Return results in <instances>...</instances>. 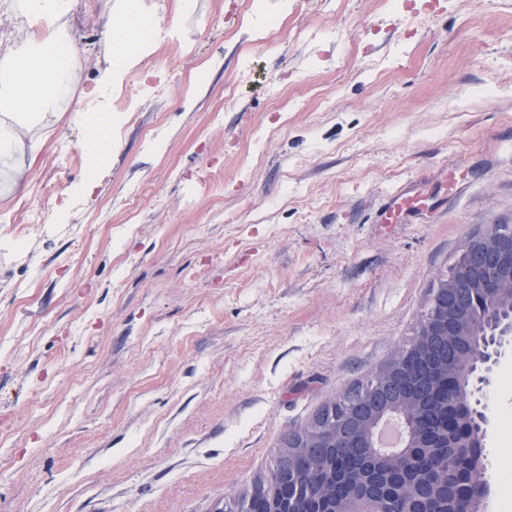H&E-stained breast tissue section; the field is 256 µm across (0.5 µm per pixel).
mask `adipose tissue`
Wrapping results in <instances>:
<instances>
[{"instance_id": "ef3b65f1", "label": "adipose tissue", "mask_w": 512, "mask_h": 512, "mask_svg": "<svg viewBox=\"0 0 512 512\" xmlns=\"http://www.w3.org/2000/svg\"><path fill=\"white\" fill-rule=\"evenodd\" d=\"M69 0H14L12 10L35 29L0 54V164L21 154L26 133L53 126L57 104L69 99L86 52L52 29Z\"/></svg>"}]
</instances>
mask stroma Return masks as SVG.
Masks as SVG:
<instances>
[{"label":"stroma","instance_id":"stroma-1","mask_svg":"<svg viewBox=\"0 0 512 512\" xmlns=\"http://www.w3.org/2000/svg\"><path fill=\"white\" fill-rule=\"evenodd\" d=\"M126 6L70 0L91 64L0 189V512H218L512 224V0H138L131 87ZM78 107L110 117L99 155ZM405 185L422 210L379 224ZM485 378V448L512 449V346ZM146 21L141 18L138 11L132 9L129 5L128 13L125 23L120 27H113L112 21L109 29V40L113 42V56L120 59L123 63L127 64L129 58L134 54L136 47V40L134 35L136 31ZM113 37L115 40H113Z\"/></svg>","mask_w":512,"mask_h":512}]
</instances>
